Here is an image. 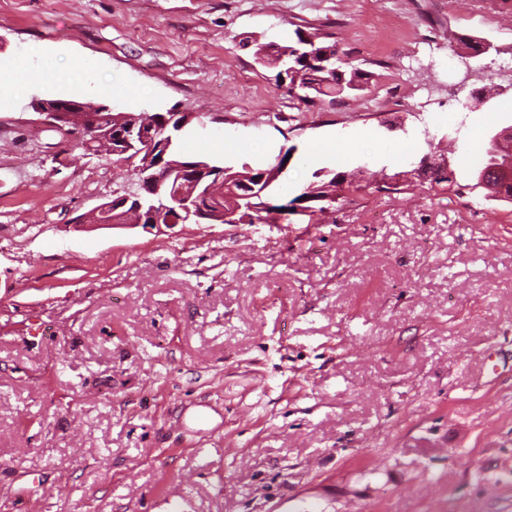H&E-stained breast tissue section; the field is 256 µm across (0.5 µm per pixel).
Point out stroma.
Segmentation results:
<instances>
[{"mask_svg": "<svg viewBox=\"0 0 512 512\" xmlns=\"http://www.w3.org/2000/svg\"><path fill=\"white\" fill-rule=\"evenodd\" d=\"M298 29L365 90L303 103L239 46ZM0 58L23 87L0 99V512H166L183 491L190 512H512V203L423 184L315 224L84 232L126 168L32 107L78 99L83 60L110 90L89 103L193 113L188 156L292 151L296 194L451 138L462 182L512 126V0H0ZM490 81L505 93L472 100ZM358 131L345 163L304 166Z\"/></svg>", "mask_w": 512, "mask_h": 512, "instance_id": "obj_1", "label": "stroma"}]
</instances>
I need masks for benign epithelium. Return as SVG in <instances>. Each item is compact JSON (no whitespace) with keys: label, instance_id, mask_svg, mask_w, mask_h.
<instances>
[{"label":"benign epithelium","instance_id":"7a95c632","mask_svg":"<svg viewBox=\"0 0 512 512\" xmlns=\"http://www.w3.org/2000/svg\"><path fill=\"white\" fill-rule=\"evenodd\" d=\"M37 110L44 115L46 121L60 129L78 134L87 147L105 145L112 155H126L139 148L145 153L140 169L143 170L145 182L141 186L154 195H164L169 184L184 183L180 192L172 195L173 202L181 205L186 220L198 224L219 223L248 224L256 221L253 216L255 209L241 215L237 201L242 198L253 199L262 194L263 183H273L279 177L274 172L269 178L254 176L249 166L244 170L226 167L222 170L212 166L195 162L184 164L178 161H167L165 155L173 143L168 133L169 125L185 128L194 114L191 112H172L170 118L159 122V126H150L143 121L145 115L136 112H110L105 106H94L88 103L72 100H42L37 103ZM512 129L494 134L491 143L496 147L492 151L495 155V170L506 181L512 180V158L501 157L497 148L509 143ZM430 168L439 171L443 176L449 174L448 156L445 154H432L424 157L420 163L408 171H397L384 177L381 185L389 189L404 190L413 186L418 180L422 170ZM232 203L231 208H224V202ZM129 208V214L135 219L125 222L127 227H137L147 224L158 227L156 210L143 211L141 195L129 191L111 201L97 206L90 216L79 215L74 218L73 224L78 230H92L100 226L117 227L105 217L113 210ZM263 211L268 220L280 224L290 215L305 216L308 211L293 205H284L274 208L266 203Z\"/></svg>","mask_w":512,"mask_h":512}]
</instances>
